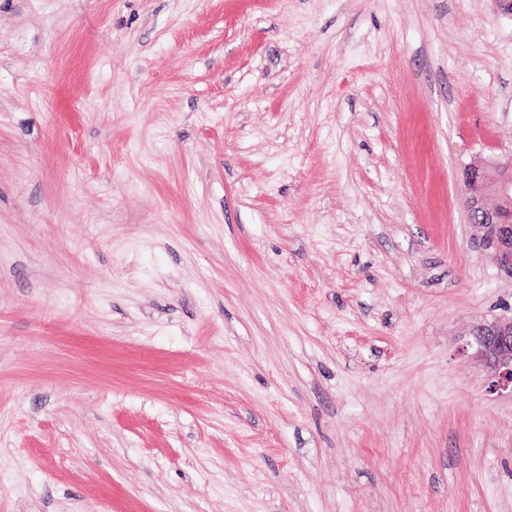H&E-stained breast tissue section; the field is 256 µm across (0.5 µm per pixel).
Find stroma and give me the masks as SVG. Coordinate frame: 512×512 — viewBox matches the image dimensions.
<instances>
[{
	"label": "stroma",
	"instance_id": "1",
	"mask_svg": "<svg viewBox=\"0 0 512 512\" xmlns=\"http://www.w3.org/2000/svg\"><path fill=\"white\" fill-rule=\"evenodd\" d=\"M510 149L505 0H0V512H512ZM463 187L468 223L476 234L491 238L490 258L512 270V150L468 164ZM470 334L477 357L494 372L490 390L512 393V317L476 321Z\"/></svg>",
	"mask_w": 512,
	"mask_h": 512
}]
</instances>
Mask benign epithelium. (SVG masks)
Returning a JSON list of instances; mask_svg holds the SVG:
<instances>
[{
	"label": "benign epithelium",
	"instance_id": "benign-epithelium-1",
	"mask_svg": "<svg viewBox=\"0 0 512 512\" xmlns=\"http://www.w3.org/2000/svg\"><path fill=\"white\" fill-rule=\"evenodd\" d=\"M463 187L468 223L491 238L490 258L512 270V150L468 164ZM471 336L477 357L494 372L490 390H512V317L476 321Z\"/></svg>",
	"mask_w": 512,
	"mask_h": 512
}]
</instances>
